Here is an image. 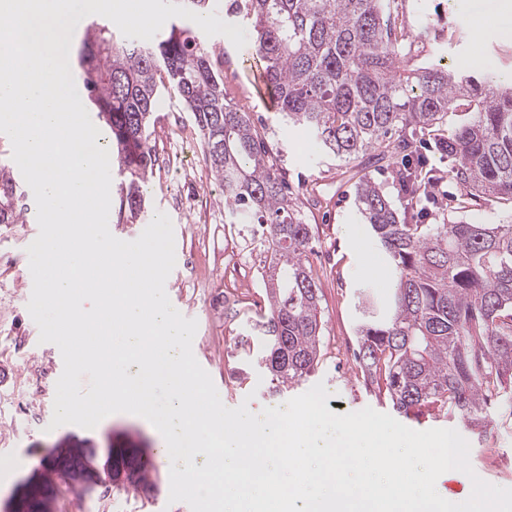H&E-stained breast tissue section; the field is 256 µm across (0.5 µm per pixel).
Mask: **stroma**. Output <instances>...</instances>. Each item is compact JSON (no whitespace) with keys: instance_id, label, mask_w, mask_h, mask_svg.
<instances>
[{"instance_id":"stroma-1","label":"stroma","mask_w":512,"mask_h":512,"mask_svg":"<svg viewBox=\"0 0 512 512\" xmlns=\"http://www.w3.org/2000/svg\"><path fill=\"white\" fill-rule=\"evenodd\" d=\"M389 3L397 21L411 29L429 24L439 29L438 43L423 50L420 64L440 57L449 69L461 66L470 45L472 0ZM207 42L224 51L225 96L243 106L251 123L277 147V163L292 192L305 204L311 228L306 260L319 288L323 320L318 365L300 383L278 388L244 346L245 335L266 304L262 273L270 255L261 243L259 225L225 223L224 189L214 176L191 183L183 174L163 166L162 132L178 126L195 127L177 98H163L159 118L151 129L150 145L156 161L146 186L147 211L136 223L110 224L111 234L123 241L133 240L156 212L169 216L176 264L165 290L177 311L197 321L193 354L226 407L245 404L258 413L321 383L335 404L336 414L366 407L393 413L392 403L383 392L366 387L352 355L336 352L337 345L356 339L363 288H371L383 298L391 293L389 277L372 278L363 262L368 255L382 265L386 257L362 218L354 194L358 177L367 175L385 185L397 208L406 207V199L393 183L391 159L380 157L375 149L348 163L325 154L307 131L280 121L266 108L267 92L252 45L238 49L222 35L208 37ZM418 153L426 168L443 172L444 178L442 195L423 202L413 216L414 223L446 224L461 218H474L483 224L512 221V203L508 201L488 204L471 200L464 209L448 211V196L461 193L446 176L451 159L431 148H419ZM25 202L28 210L22 223L0 224V507L36 468L49 463L55 445L139 448L148 458L159 446L154 428L128 415H109L92 429L51 427L58 381L52 366L61 352L55 344L40 342L39 328L27 308L31 284L26 249L30 238L38 234L39 225L33 195H26ZM487 422V432L480 439L457 416L434 407L402 420L403 425L417 431L457 430L470 444L473 475L512 488V419L502 418L499 408L492 405L487 410ZM19 456L25 457V464L14 465V458ZM152 479L156 488L150 492L120 485L82 493L62 490L56 512H191L185 502H170L168 472L155 468Z\"/></svg>"}]
</instances>
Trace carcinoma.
<instances>
[{
  "label": "carcinoma",
  "mask_w": 512,
  "mask_h": 512,
  "mask_svg": "<svg viewBox=\"0 0 512 512\" xmlns=\"http://www.w3.org/2000/svg\"><path fill=\"white\" fill-rule=\"evenodd\" d=\"M164 2L203 15L218 0ZM225 10L250 24L277 114L308 129L325 153L349 162L386 143L401 157L393 182L415 207L430 199L439 176L409 165V157L422 135L462 112L465 119L434 141L462 189L448 209H463L472 197L512 201V88L490 72L412 66L425 33L397 23L385 0H228ZM82 45L83 87L112 131L123 177L116 223L144 213L150 128L172 92L201 133L230 223L260 224L266 234L268 307L252 343L258 362L283 387L300 382L321 352L318 288L305 264L310 227L274 148L224 96V54L176 24L140 42L96 22ZM15 168L0 162V224H17L27 211ZM356 196L395 278L386 302L362 294L355 359L364 382L384 389L400 413L446 407L470 429L485 428L491 399L512 405V224H410L367 176ZM112 470L115 484L151 486L148 462L119 455Z\"/></svg>",
  "instance_id": "cac0c4a2"
}]
</instances>
